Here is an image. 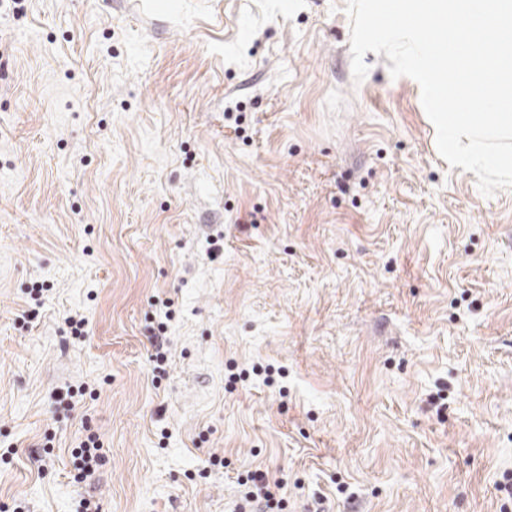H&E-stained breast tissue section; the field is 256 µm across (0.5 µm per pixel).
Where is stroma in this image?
Here are the masks:
<instances>
[{
	"label": "stroma",
	"mask_w": 512,
	"mask_h": 512,
	"mask_svg": "<svg viewBox=\"0 0 512 512\" xmlns=\"http://www.w3.org/2000/svg\"><path fill=\"white\" fill-rule=\"evenodd\" d=\"M345 3L0 7V512H512V189ZM100 447L99 437L96 433L88 431V434H86L85 439L81 441L78 448L85 470L90 471L102 463L103 455L100 453ZM248 481L253 483V486L257 490L247 491L241 499V503L236 506L237 512H259L261 510L260 504L265 501V506L269 505V502L273 500L274 494L271 491V485L266 475L263 473H251L247 476V480L242 485H246Z\"/></svg>",
	"instance_id": "obj_1"
}]
</instances>
